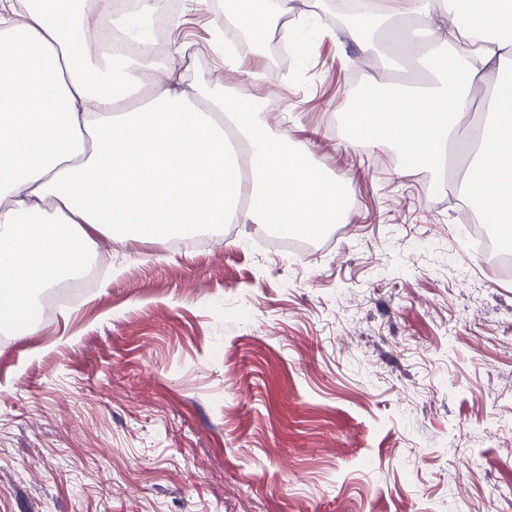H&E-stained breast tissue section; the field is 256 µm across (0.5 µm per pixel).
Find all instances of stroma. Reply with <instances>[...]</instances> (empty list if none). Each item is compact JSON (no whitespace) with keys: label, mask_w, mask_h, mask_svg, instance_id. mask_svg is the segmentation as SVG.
I'll list each match as a JSON object with an SVG mask.
<instances>
[{"label":"stroma","mask_w":512,"mask_h":512,"mask_svg":"<svg viewBox=\"0 0 512 512\" xmlns=\"http://www.w3.org/2000/svg\"><path fill=\"white\" fill-rule=\"evenodd\" d=\"M189 80L261 102L345 179L347 223L311 254L116 243L110 278L0 337V512H512V278L463 246L465 176L398 173L350 139L361 57L336 0L279 63L226 70L224 0H177Z\"/></svg>","instance_id":"35a3bbf8"}]
</instances>
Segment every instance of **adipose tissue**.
<instances>
[{"label":"adipose tissue","instance_id":"obj_1","mask_svg":"<svg viewBox=\"0 0 512 512\" xmlns=\"http://www.w3.org/2000/svg\"><path fill=\"white\" fill-rule=\"evenodd\" d=\"M452 4L480 38L463 63H437L421 84L368 82L343 106L353 136L394 149L405 171L445 167L474 89L512 54V0H389L386 11L436 18ZM159 7L0 0L1 324L37 329L40 295L79 272L94 230L164 242L225 224L314 232L348 218L347 183L256 100L187 81L175 59L132 56ZM224 14L257 47L272 28L287 40L311 25L299 0H224ZM484 110L461 197L482 223L512 230V75Z\"/></svg>","mask_w":512,"mask_h":512}]
</instances>
